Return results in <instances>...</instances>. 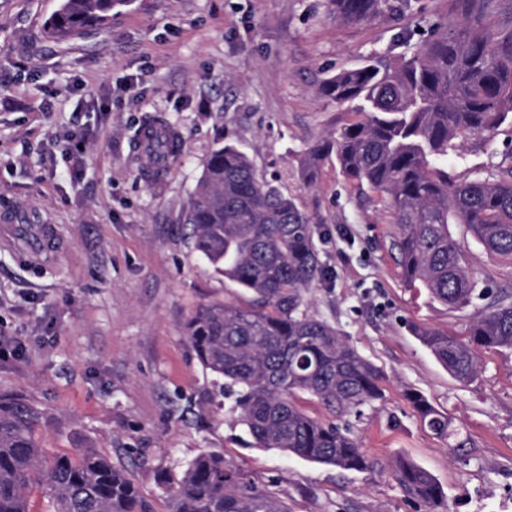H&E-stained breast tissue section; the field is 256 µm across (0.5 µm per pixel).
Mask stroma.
<instances>
[{"mask_svg":"<svg viewBox=\"0 0 512 512\" xmlns=\"http://www.w3.org/2000/svg\"><path fill=\"white\" fill-rule=\"evenodd\" d=\"M59 4L0 0V397L43 411L34 434L46 455L95 448L132 472L152 512H170L171 491L204 452L291 512H417L389 474L397 456L436 478L447 512H512V350H480L472 382L451 377L415 330L463 335L472 307L405 286L390 211L335 157L315 185L302 171L347 112L317 95L321 80L410 55L447 20V0H403L399 19L355 27L330 0H132L107 32L57 46L42 28ZM154 113L181 134L183 155L148 181L133 140ZM73 132L87 140L78 156L67 152ZM220 140L277 178L316 224L328 273L303 307L383 375V399L352 421L374 471L259 447L183 332L201 304L252 299L193 250L179 221ZM510 153L509 125L487 149L465 145L448 171L463 178ZM450 231L480 287L512 293V261L465 225ZM411 391L447 415L465 447L430 431Z\"/></svg>","mask_w":512,"mask_h":512,"instance_id":"obj_1","label":"stroma"}]
</instances>
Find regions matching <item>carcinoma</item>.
I'll use <instances>...</instances> for the list:
<instances>
[{
  "mask_svg": "<svg viewBox=\"0 0 512 512\" xmlns=\"http://www.w3.org/2000/svg\"><path fill=\"white\" fill-rule=\"evenodd\" d=\"M130 0H61L43 26L63 42L102 31L112 10ZM336 18L359 26L397 15L393 0H331ZM512 0H448V22L397 67L381 61L340 71L319 95L348 105L351 119L309 150L306 175L333 155L342 173L379 193L398 233L402 277L410 288L454 309L485 301L463 341L440 329L417 330L421 343L460 383L479 372L477 349H512V293L478 287L464 245L449 225L463 224L488 253L512 260V154L472 178L448 173V157L470 139L491 142L512 125ZM141 155L145 175L167 170L182 140L162 119L148 118ZM181 221L193 249L224 278L253 295L246 305L204 304L184 325L201 364L235 388L237 421L256 442L289 456L370 471L375 461L349 428L323 421L295 402L317 400L332 417L359 415L383 398L379 369L331 324L302 309V292L324 274L311 218L274 181L257 174L247 153L222 143L209 154ZM408 399L427 427L450 437L448 417L421 394ZM42 412L0 397V512H31L28 490L45 491L50 512H152L131 473L92 448L48 456L34 438ZM390 473L423 512H440L434 476L398 457ZM171 512H291L213 453L198 455L171 494Z\"/></svg>",
  "mask_w": 512,
  "mask_h": 512,
  "instance_id": "obj_1",
  "label": "carcinoma"
}]
</instances>
